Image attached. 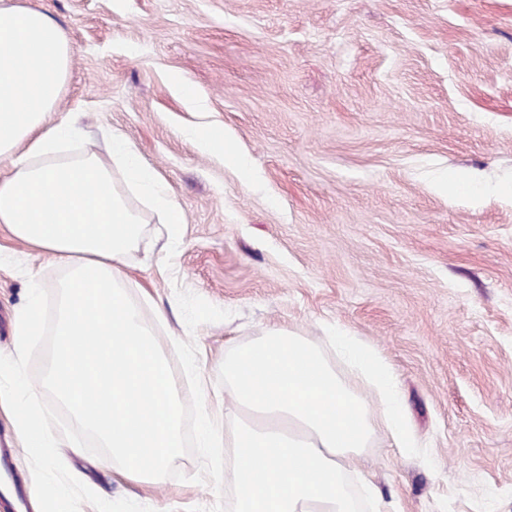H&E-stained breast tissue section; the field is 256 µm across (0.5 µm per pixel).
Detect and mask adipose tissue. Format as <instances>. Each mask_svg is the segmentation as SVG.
<instances>
[{
    "label": "adipose tissue",
    "mask_w": 512,
    "mask_h": 512,
    "mask_svg": "<svg viewBox=\"0 0 512 512\" xmlns=\"http://www.w3.org/2000/svg\"><path fill=\"white\" fill-rule=\"evenodd\" d=\"M72 54L49 12L0 0V229L64 271L53 395L108 448L124 479L152 483L180 456L182 404L152 330L165 314L131 301L127 259L146 213L172 236L186 218L123 135L69 152L84 135L77 114L59 111ZM334 341L370 393L282 328L225 345L231 512H356L347 475L377 431L411 447L389 365L356 336L340 330Z\"/></svg>",
    "instance_id": "adipose-tissue-1"
}]
</instances>
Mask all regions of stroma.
Returning <instances> with one entry per match:
<instances>
[{"mask_svg":"<svg viewBox=\"0 0 512 512\" xmlns=\"http://www.w3.org/2000/svg\"><path fill=\"white\" fill-rule=\"evenodd\" d=\"M28 2L73 44L60 109L84 148L123 134L186 217L172 266L128 268L131 300L167 314L181 455L153 485L64 447L69 470L108 500L225 512L224 432L200 441L202 413L224 416L225 342L279 326L352 381L336 325L390 365L417 443L374 437L349 472L358 512H512V0ZM27 292L0 266V355ZM193 136L205 151L211 154L220 155L226 161L237 164L245 174L246 180L250 179L247 168L241 163L238 155L224 145V133L213 128H198L193 130Z\"/></svg>","mask_w":512,"mask_h":512,"instance_id":"35a3bbf8","label":"stroma"}]
</instances>
